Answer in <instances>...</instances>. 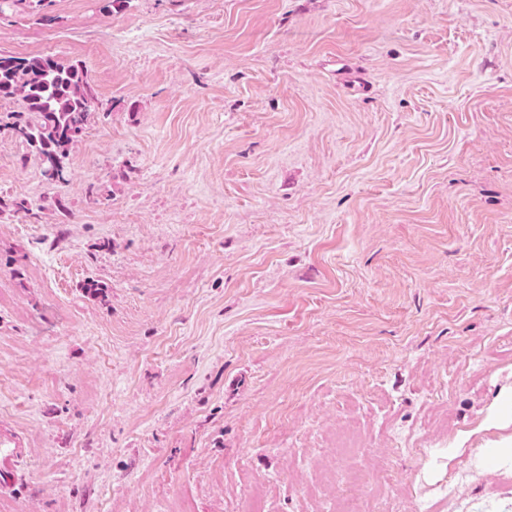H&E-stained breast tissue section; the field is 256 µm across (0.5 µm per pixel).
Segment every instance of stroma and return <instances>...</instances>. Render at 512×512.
Returning a JSON list of instances; mask_svg holds the SVG:
<instances>
[{
	"label": "stroma",
	"mask_w": 512,
	"mask_h": 512,
	"mask_svg": "<svg viewBox=\"0 0 512 512\" xmlns=\"http://www.w3.org/2000/svg\"><path fill=\"white\" fill-rule=\"evenodd\" d=\"M104 5H0L99 102L0 132V512H512V0ZM3 447V448H2ZM20 456V448L1 442L0 448V486H8L14 477L16 460Z\"/></svg>",
	"instance_id": "stroma-1"
}]
</instances>
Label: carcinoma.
Segmentation results:
<instances>
[{"label":"carcinoma","mask_w":512,"mask_h":512,"mask_svg":"<svg viewBox=\"0 0 512 512\" xmlns=\"http://www.w3.org/2000/svg\"><path fill=\"white\" fill-rule=\"evenodd\" d=\"M14 97L23 100L25 111L35 119L10 112L0 117V130L26 142L42 161L56 164L61 182H67L69 148L85 129L97 100L88 70L80 62L63 64L49 56L0 53V99Z\"/></svg>","instance_id":"1"}]
</instances>
